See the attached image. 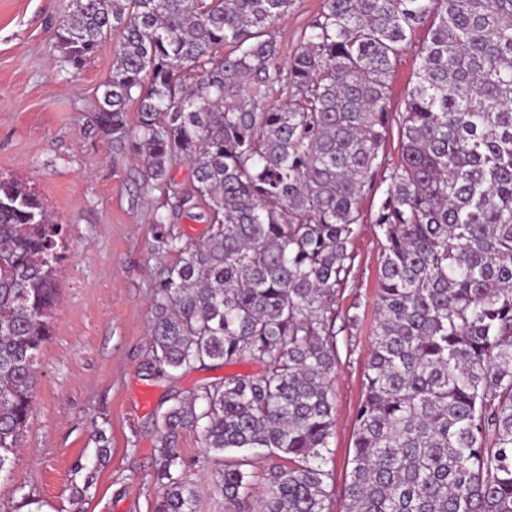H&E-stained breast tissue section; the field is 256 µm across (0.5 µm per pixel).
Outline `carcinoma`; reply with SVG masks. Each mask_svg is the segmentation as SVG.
<instances>
[{
    "label": "carcinoma",
    "instance_id": "1",
    "mask_svg": "<svg viewBox=\"0 0 512 512\" xmlns=\"http://www.w3.org/2000/svg\"><path fill=\"white\" fill-rule=\"evenodd\" d=\"M295 2L69 0L57 30L68 74L119 35L96 122L136 162L140 190L163 193L158 371L261 365L162 414L156 512H195L184 430L217 460L273 448L288 462L254 501V475L225 464V512H324L336 296L367 221L382 257L348 512H512V0H324L283 64L273 29ZM426 21L401 160L368 220L389 76ZM178 160L193 168L187 194ZM196 201L209 229L193 244L171 224ZM62 232L37 196L0 179V472L33 409Z\"/></svg>",
    "mask_w": 512,
    "mask_h": 512
}]
</instances>
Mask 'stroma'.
<instances>
[{
	"mask_svg": "<svg viewBox=\"0 0 512 512\" xmlns=\"http://www.w3.org/2000/svg\"><path fill=\"white\" fill-rule=\"evenodd\" d=\"M68 0H0V177L43 201L69 244L57 275L60 301L39 360L38 384L19 459L0 474V512H154L152 479L161 415L175 398L204 383L257 372L246 360L184 375H159L151 359L150 321L156 193H143L127 153L93 123L96 90L112 71V52L89 58L77 77L59 67L56 23ZM324 0H296L275 38L281 60ZM424 30L390 78L392 108L403 106L419 66ZM352 272L336 299V367L330 385L335 426L325 512H347L354 415L371 351L381 235L358 225ZM357 322H350V315ZM110 438L97 461L95 429ZM184 475L197 490L196 512H224L217 487L224 469L200 436L178 438ZM97 480L85 499L72 496L89 469Z\"/></svg>",
	"mask_w": 512,
	"mask_h": 512,
	"instance_id": "35a3bbf8",
	"label": "stroma"
}]
</instances>
